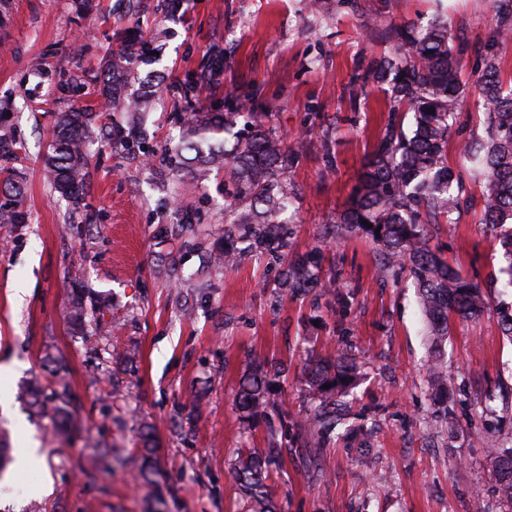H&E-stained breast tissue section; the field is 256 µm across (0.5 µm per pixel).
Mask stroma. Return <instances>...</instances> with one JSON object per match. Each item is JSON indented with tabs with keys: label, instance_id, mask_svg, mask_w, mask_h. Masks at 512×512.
<instances>
[{
	"label": "stroma",
	"instance_id": "1",
	"mask_svg": "<svg viewBox=\"0 0 512 512\" xmlns=\"http://www.w3.org/2000/svg\"><path fill=\"white\" fill-rule=\"evenodd\" d=\"M445 10L453 34L488 39L487 0H7L0 10V429L12 463L0 476V512H244L229 476L238 453L283 448L268 479L281 512H507L488 446L512 447V341L496 312L504 291L498 231L481 223L480 187L463 177L471 206L436 225L430 245L491 298L476 318L452 319L445 344L448 402L427 378L431 348L408 274L382 272L363 232L324 238L345 207L388 118L383 85L351 100L353 81L390 55L395 27ZM158 46L126 87L150 89L143 112L101 109L102 65L128 31ZM224 69L186 102V79ZM67 81L61 90L59 81ZM256 94L258 111L300 152L286 176L291 250L320 248L337 293L279 296L281 260L213 265L224 243V176H167L162 162L187 111L227 112L229 91ZM93 112L84 200L45 178L59 113ZM145 141L152 158L120 135ZM330 139L334 164L321 159ZM94 319L71 330L72 273ZM348 345L364 363L350 413L366 436L337 438L322 454L293 444L279 417L243 424L234 394L246 370L278 368L285 417H306L308 356ZM63 369L75 397L73 440L29 420L20 384L49 385ZM151 424L161 477H139L138 435ZM112 448L109 470L90 469L91 442ZM36 443L42 462L19 455Z\"/></svg>",
	"mask_w": 512,
	"mask_h": 512
}]
</instances>
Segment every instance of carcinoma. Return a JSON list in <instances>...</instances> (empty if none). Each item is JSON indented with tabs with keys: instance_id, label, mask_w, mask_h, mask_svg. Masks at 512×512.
Segmentation results:
<instances>
[{
	"instance_id": "cac0c4a2",
	"label": "carcinoma",
	"mask_w": 512,
	"mask_h": 512,
	"mask_svg": "<svg viewBox=\"0 0 512 512\" xmlns=\"http://www.w3.org/2000/svg\"><path fill=\"white\" fill-rule=\"evenodd\" d=\"M494 27L490 39L478 48V75L475 91L486 110V137L465 140L458 145L459 167L479 183L481 220L499 229V242L507 262L505 287L512 288V85L504 86L498 48L512 41V0H490ZM403 41L393 55L376 60L362 82L353 83L352 94L361 95L373 80L390 87L389 116L380 130L367 169L354 187L349 206L330 225L331 237L359 229L381 246L379 261L385 271L408 269L419 295L426 331L433 349L429 383L443 393L448 378L443 372L441 348L448 337L450 317H476L490 308V301L477 285L450 266L430 246L427 226L449 223L463 204L453 187L456 172L448 166V136L470 90L461 80L468 47L455 43L448 18L435 15L425 26L396 31ZM150 46L131 36L126 51L104 62L107 81L101 95L115 109L140 110L141 102L127 103L118 90L133 74L134 61L150 58ZM413 114L407 132L398 112ZM434 113H429V110ZM244 117L243 126L238 118ZM266 113L248 107L240 112H192L184 122L181 143L163 158L174 176L187 164L186 154L203 165L224 168L232 185L230 202L224 208V247L214 260L226 269L238 266L246 243L254 255L278 257L288 249L287 211L291 193L283 177L299 154L294 146L265 127ZM92 113L82 109L64 112L54 129L52 151L44 171L50 185L61 195L78 200L86 180L88 157L84 144ZM320 251L312 248L296 253L286 266L281 286L285 292L320 288L337 291L336 280L319 276ZM73 279L72 329H84L89 311ZM362 365L351 350L336 352L335 358L308 359L305 367V394L312 401V415L304 425L307 444L321 448L336 428L346 421L341 399L354 389ZM331 387H326V384ZM49 390L27 386L31 413L51 422L60 436L71 432L68 407L73 405L70 386L59 376ZM273 381L268 373L253 369L239 383L235 406L246 424L267 415L278 406L272 398ZM143 442L140 477L155 482L159 474L149 425L140 432ZM281 450L249 451L238 457L230 477L249 504L251 512H278L268 490L271 468L279 463ZM486 464L494 472L501 496L512 503V448H489Z\"/></svg>"
}]
</instances>
